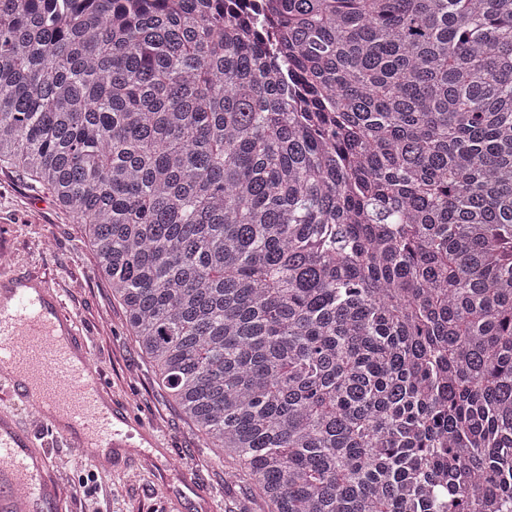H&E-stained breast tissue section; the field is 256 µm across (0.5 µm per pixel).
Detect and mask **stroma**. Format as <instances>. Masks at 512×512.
Returning a JSON list of instances; mask_svg holds the SVG:
<instances>
[{"label":"stroma","mask_w":512,"mask_h":512,"mask_svg":"<svg viewBox=\"0 0 512 512\" xmlns=\"http://www.w3.org/2000/svg\"><path fill=\"white\" fill-rule=\"evenodd\" d=\"M0 245L22 269L45 276L79 316L94 364L116 399L132 405L158 442L154 461L116 464L101 474L112 495L110 512H268L248 481L224 482L217 450L182 415L125 325L122 306L100 275L81 225L62 210L50 190L0 165ZM42 450L63 475L61 494L71 512L93 507L73 488L96 470L93 458L64 447L50 432Z\"/></svg>","instance_id":"1"}]
</instances>
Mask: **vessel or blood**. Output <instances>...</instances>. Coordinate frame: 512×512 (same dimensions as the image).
<instances>
[{"mask_svg": "<svg viewBox=\"0 0 512 512\" xmlns=\"http://www.w3.org/2000/svg\"><path fill=\"white\" fill-rule=\"evenodd\" d=\"M37 406L43 428L72 448L120 450L138 421L93 367L89 344L41 275L0 267V512H58L60 494L36 434L15 406Z\"/></svg>", "mask_w": 512, "mask_h": 512, "instance_id": "vessel-or-blood-1", "label": "vessel or blood"}]
</instances>
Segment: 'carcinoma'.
<instances>
[{
    "label": "carcinoma",
    "instance_id": "cac0c4a2",
    "mask_svg": "<svg viewBox=\"0 0 512 512\" xmlns=\"http://www.w3.org/2000/svg\"><path fill=\"white\" fill-rule=\"evenodd\" d=\"M0 0V162L84 225L269 512H512V0Z\"/></svg>",
    "mask_w": 512,
    "mask_h": 512
}]
</instances>
